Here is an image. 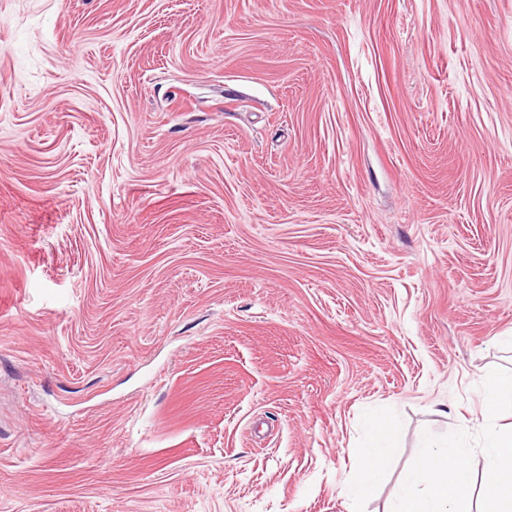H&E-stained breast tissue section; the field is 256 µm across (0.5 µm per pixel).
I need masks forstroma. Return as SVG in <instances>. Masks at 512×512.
<instances>
[{
	"label": "stroma",
	"instance_id": "obj_1",
	"mask_svg": "<svg viewBox=\"0 0 512 512\" xmlns=\"http://www.w3.org/2000/svg\"><path fill=\"white\" fill-rule=\"evenodd\" d=\"M493 374L512 0H0V512H390ZM386 427L385 422L375 421L364 448L357 449L360 469L347 488V494L354 499L369 498L384 475L386 449L383 441Z\"/></svg>",
	"mask_w": 512,
	"mask_h": 512
}]
</instances>
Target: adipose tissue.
I'll return each mask as SVG.
<instances>
[{
	"instance_id": "obj_1",
	"label": "adipose tissue",
	"mask_w": 512,
	"mask_h": 512,
	"mask_svg": "<svg viewBox=\"0 0 512 512\" xmlns=\"http://www.w3.org/2000/svg\"><path fill=\"white\" fill-rule=\"evenodd\" d=\"M385 423L375 422L369 440L359 449L360 469L347 488L355 499L369 498L384 471ZM483 445L487 450L485 480L475 487L465 451L436 445L424 438L413 474L396 497L393 512H473L476 497H483L489 512H512V426L486 419Z\"/></svg>"
}]
</instances>
